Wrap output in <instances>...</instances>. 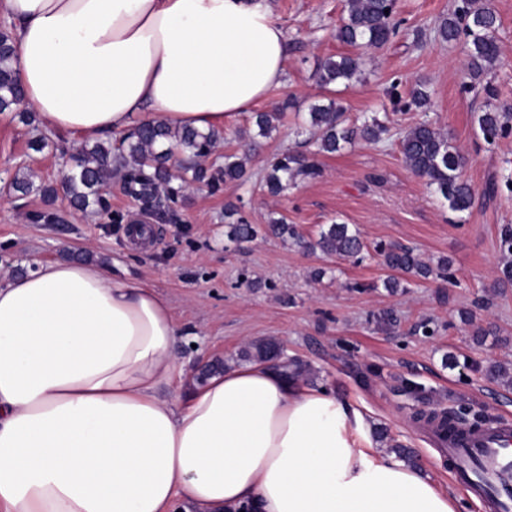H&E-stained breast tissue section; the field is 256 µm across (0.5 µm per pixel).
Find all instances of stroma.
<instances>
[{"mask_svg": "<svg viewBox=\"0 0 512 512\" xmlns=\"http://www.w3.org/2000/svg\"><path fill=\"white\" fill-rule=\"evenodd\" d=\"M483 2L500 20L499 58L487 76L494 98L464 90L470 76L463 48L437 34L455 0H397L398 35L384 48L368 50L359 79L334 92L348 123L388 113L389 135L321 157L320 177L298 181L274 197L260 187L265 164L282 151H310L296 129L310 103L323 95L315 71L322 58L346 47L334 36L343 0H272L274 18L288 37L287 69L259 108L289 97L294 107L252 151L250 114L225 118L223 148L250 151L249 179L225 184L215 194L186 188L175 221L155 225L150 247L141 251L131 250L124 225L110 220L114 212L138 214L116 180L106 195L107 211L76 212L60 198L53 206L58 223L33 222L32 212L46 207L41 196L9 193L7 178L25 167L36 182H57L71 166L69 154L85 141L70 133L41 135L37 126L20 121L19 105L0 114V279L27 274L38 259L84 253L116 279L148 282L169 300L178 320L175 356L187 385L194 383L198 366L214 360L232 365L247 344L276 340L286 357L305 367L306 381L325 383L369 408L384 432L386 452L411 449L418 466L431 469L437 487L460 500L462 512H479L449 471L437 469L438 450L414 416L431 408H478L488 418L512 417V393L484 375L492 363L512 365V283L494 285L503 262L499 230L512 224V134L488 145L474 121L486 105L512 107V0ZM419 82L431 92L425 112L404 107ZM423 118L450 133L468 159L465 177L476 196L464 218L403 162L399 139ZM38 136L46 145L36 151L30 142ZM491 181L498 192L488 197L483 189ZM237 201L244 202L250 223L265 224L275 214L307 237L336 220L350 224L366 244L364 257L354 262L306 253L263 236L229 246L224 206ZM381 243L413 247L432 264L448 258L452 282L406 274L404 291L388 293L387 271L376 251ZM320 268L325 276L313 279ZM388 311L394 322L384 320ZM427 327L432 335H424ZM488 327L493 335L475 343L474 331Z\"/></svg>", "mask_w": 512, "mask_h": 512, "instance_id": "stroma-1", "label": "stroma"}]
</instances>
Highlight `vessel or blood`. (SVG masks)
<instances>
[{
    "instance_id": "vessel-or-blood-1",
    "label": "vessel or blood",
    "mask_w": 512,
    "mask_h": 512,
    "mask_svg": "<svg viewBox=\"0 0 512 512\" xmlns=\"http://www.w3.org/2000/svg\"><path fill=\"white\" fill-rule=\"evenodd\" d=\"M443 446L454 478L472 497L494 512H512V421L449 434Z\"/></svg>"
}]
</instances>
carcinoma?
Listing matches in <instances>:
<instances>
[{"label":"carcinoma","instance_id":"cac0c4a2","mask_svg":"<svg viewBox=\"0 0 512 512\" xmlns=\"http://www.w3.org/2000/svg\"><path fill=\"white\" fill-rule=\"evenodd\" d=\"M345 17L336 32V38L352 48L349 53L328 56L317 69V82L325 90L333 85L350 86L362 71L360 50L380 49L397 32L396 0H344ZM500 21L493 9L477 5L476 0H457L454 10L441 22L439 37L445 42H460L467 57V69L476 88V82L491 72L498 61L496 45ZM15 59L11 38L0 34V113L11 111L20 99L13 62ZM431 94L425 84L410 90L407 107L427 111ZM281 109L274 108L254 115L257 135L269 136L277 128ZM476 122L486 143L512 132V113L489 108L477 114ZM306 131L316 135L317 151L306 156L283 152L266 162L262 185L271 196L284 194L297 180L315 179L321 174L318 157L338 152L357 142L376 143L389 134L387 120L373 115L361 124H349L344 119V107L334 98L309 106ZM224 135L210 130L200 132L183 128L174 130L161 122H143L130 129L119 142H97L82 149L74 157V164L66 172L60 188L35 184L24 170L15 172L11 186L22 195L36 192L48 203H53L58 192H63L70 206L78 211L103 208V191L112 178L121 180L125 192L139 205L162 211L174 219L173 205L178 202L184 187L197 184L216 193L227 182L240 181L246 174L250 155L246 152H217ZM406 167L424 179L434 194L448 203V209L464 213L473 204L475 189L464 177L466 157L452 144L451 137L441 132L429 120L410 127L400 141ZM181 156L178 167L181 175L172 174L170 161ZM180 185H173L174 179ZM224 223L228 224L227 238L241 245L253 240L257 228L241 215L239 207L224 206ZM266 235L277 238L300 250L319 252L342 259H362L363 242L360 233L350 225L333 223L323 226L314 238L304 237L282 217H271L265 225ZM382 263L390 270L413 274L424 279H451L448 260L440 259L431 265L413 249L401 245L378 248ZM279 345L260 341L243 349L239 358L250 363L274 362L279 357ZM485 376L500 384L512 386V368L496 363L488 366Z\"/></svg>","mask_w":512,"mask_h":512}]
</instances>
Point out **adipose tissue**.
<instances>
[{
    "instance_id": "obj_1",
    "label": "adipose tissue",
    "mask_w": 512,
    "mask_h": 512,
    "mask_svg": "<svg viewBox=\"0 0 512 512\" xmlns=\"http://www.w3.org/2000/svg\"><path fill=\"white\" fill-rule=\"evenodd\" d=\"M22 104L87 138L223 129L284 80L271 0H0ZM169 301L107 268L0 280V512H458L365 408L270 363L189 390Z\"/></svg>"
}]
</instances>
